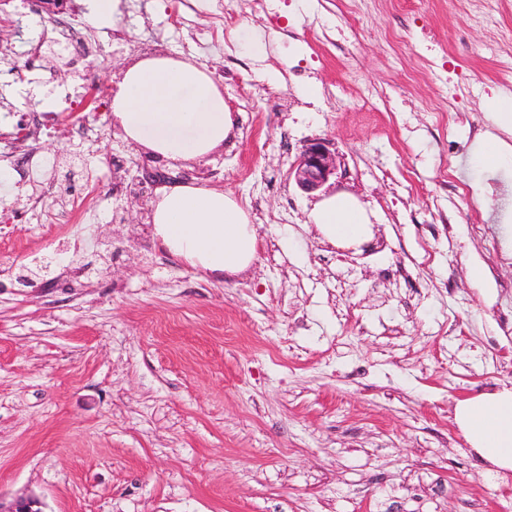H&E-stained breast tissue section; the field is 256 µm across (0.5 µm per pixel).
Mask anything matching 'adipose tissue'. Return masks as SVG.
Here are the masks:
<instances>
[{
	"mask_svg": "<svg viewBox=\"0 0 512 512\" xmlns=\"http://www.w3.org/2000/svg\"><path fill=\"white\" fill-rule=\"evenodd\" d=\"M112 119L124 139L170 161L201 160L223 148L236 126L209 69L172 55L129 65L112 98ZM308 221L329 241L355 243L368 234L358 200L338 194L316 203ZM154 234L163 248L207 274H239L256 258L248 211L232 195L174 184L153 203ZM456 420L482 458L512 469V391L481 393L460 403Z\"/></svg>",
	"mask_w": 512,
	"mask_h": 512,
	"instance_id": "1",
	"label": "adipose tissue"
}]
</instances>
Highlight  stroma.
I'll list each match as a JSON object with an SVG mask.
<instances>
[{"label": "stroma", "instance_id": "1", "mask_svg": "<svg viewBox=\"0 0 512 512\" xmlns=\"http://www.w3.org/2000/svg\"><path fill=\"white\" fill-rule=\"evenodd\" d=\"M512 0H123L106 56L25 63L59 37L39 0L0 7V498L44 512H512L455 422L460 401L512 389V163L492 102L512 56ZM439 41L423 50L422 35ZM208 67L237 119L203 161L172 162L117 128L84 150L60 94L114 88L139 57ZM461 100L438 122L449 83ZM337 156L312 194L289 175L307 139ZM55 159L52 185L13 167ZM189 183L248 209L258 252L215 277L154 241L159 187ZM92 190V223H57ZM347 193L368 240L308 224ZM39 198L38 220L14 218ZM485 270L473 279V265ZM504 483L502 495L489 486ZM480 158L488 168H496L512 160V145L499 137H490L481 146Z\"/></svg>", "mask_w": 512, "mask_h": 512}]
</instances>
